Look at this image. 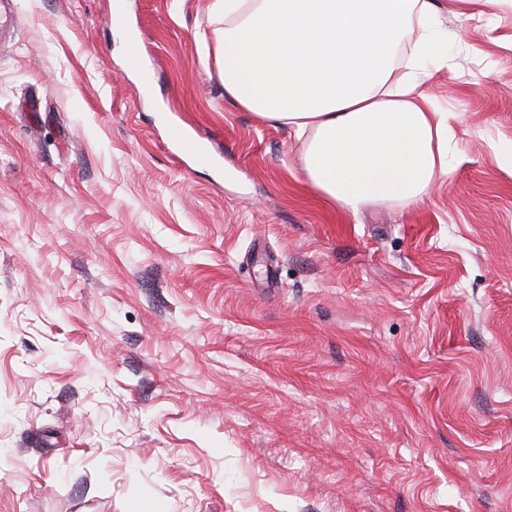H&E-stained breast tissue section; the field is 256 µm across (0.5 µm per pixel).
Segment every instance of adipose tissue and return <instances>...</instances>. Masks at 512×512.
<instances>
[{
	"label": "adipose tissue",
	"instance_id": "1",
	"mask_svg": "<svg viewBox=\"0 0 512 512\" xmlns=\"http://www.w3.org/2000/svg\"><path fill=\"white\" fill-rule=\"evenodd\" d=\"M437 18L432 0H215L224 93L302 141L326 200L420 203L451 176L448 115L423 90Z\"/></svg>",
	"mask_w": 512,
	"mask_h": 512
}]
</instances>
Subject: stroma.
<instances>
[{"label": "stroma", "instance_id": "35a3bbf8", "mask_svg": "<svg viewBox=\"0 0 512 512\" xmlns=\"http://www.w3.org/2000/svg\"><path fill=\"white\" fill-rule=\"evenodd\" d=\"M115 2L0 29V512H512V0L440 16L450 180L356 215L213 0H123L147 89Z\"/></svg>", "mask_w": 512, "mask_h": 512}]
</instances>
